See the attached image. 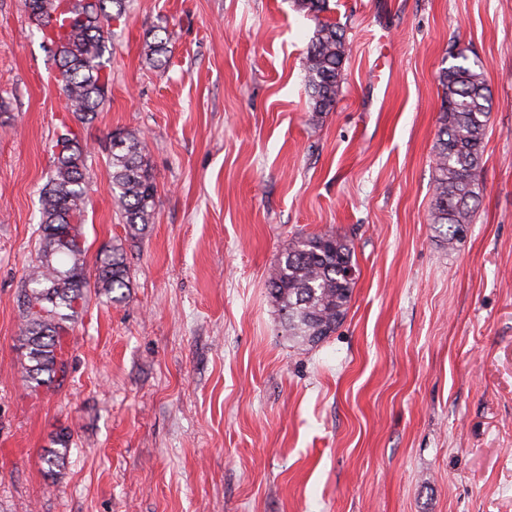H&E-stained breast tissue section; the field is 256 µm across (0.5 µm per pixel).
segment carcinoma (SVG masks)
<instances>
[{"instance_id": "obj_1", "label": "carcinoma", "mask_w": 512, "mask_h": 512, "mask_svg": "<svg viewBox=\"0 0 512 512\" xmlns=\"http://www.w3.org/2000/svg\"><path fill=\"white\" fill-rule=\"evenodd\" d=\"M128 0H25L30 19L43 42L53 52L60 69L59 82L68 116L61 120L53 140V173L39 199L43 238L39 255L26 271L20 301L17 349L23 359V380L37 390L50 385L63 365L62 336L88 304L91 293L114 302L113 293L128 287V266L123 249L105 250L100 264L87 267V249L81 231L86 221V182L89 151L72 124L87 126L98 116L111 82L108 68L112 21L125 15ZM312 14L316 26L306 53V88L311 111L328 112L336 103L349 49L341 26L320 15L328 0H297ZM65 15L64 33L57 34L53 20ZM173 32L153 34L145 43L146 59L165 63ZM453 63L443 70L435 167L438 172L432 220L447 227L448 247L460 240L473 223L478 201L477 177L481 170L492 95L480 59L458 47ZM143 136L119 130L110 136V193L126 218L131 237L152 223L157 186L147 158ZM355 267L347 241L334 234L302 236L272 268L269 294L288 335L313 346L336 331L344 319L356 278L344 276ZM70 453V436L61 434L44 464L58 473Z\"/></svg>"}]
</instances>
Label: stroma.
I'll list each match as a JSON object with an SVG mask.
<instances>
[{
  "instance_id": "obj_1",
  "label": "stroma",
  "mask_w": 512,
  "mask_h": 512,
  "mask_svg": "<svg viewBox=\"0 0 512 512\" xmlns=\"http://www.w3.org/2000/svg\"><path fill=\"white\" fill-rule=\"evenodd\" d=\"M344 80L312 119L295 0H130L92 125L86 261L124 248L120 301L91 296L64 371L26 387L18 298L64 99L24 0H0V512H512V0H329ZM174 31L167 64L144 53ZM493 105L479 205L431 222L439 76L455 46ZM140 132L157 193L131 241L110 134ZM336 233L358 278L336 332L284 331L270 270ZM71 436L58 475L43 463Z\"/></svg>"
}]
</instances>
